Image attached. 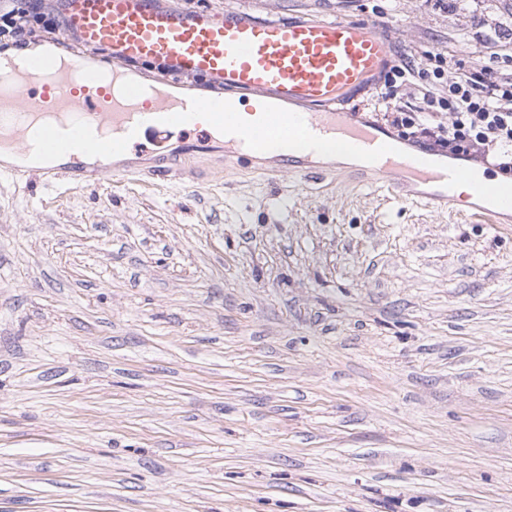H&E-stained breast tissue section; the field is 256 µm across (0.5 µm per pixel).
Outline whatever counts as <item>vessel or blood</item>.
<instances>
[{
  "instance_id": "vessel-or-blood-1",
  "label": "vessel or blood",
  "mask_w": 512,
  "mask_h": 512,
  "mask_svg": "<svg viewBox=\"0 0 512 512\" xmlns=\"http://www.w3.org/2000/svg\"><path fill=\"white\" fill-rule=\"evenodd\" d=\"M58 8L63 54L27 55L0 83V141L27 146L35 129L40 153L54 161L38 171L44 183L62 175L76 188L97 181L101 169L77 164L84 154L155 152L189 128L195 148L230 133L250 157L276 152L291 169L301 153L351 151L388 178L399 199L413 185L442 183L423 195L439 209L456 205L453 184L469 177L466 166L433 168L428 148L403 150L372 123L339 111L378 88L398 61L379 22L218 15L168 0H58ZM128 63L156 65L158 75L149 84L114 80ZM174 79L202 80L216 93L176 98L168 91ZM470 179L472 217L495 224L512 212V181Z\"/></svg>"
}]
</instances>
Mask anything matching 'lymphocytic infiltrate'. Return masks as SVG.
Here are the masks:
<instances>
[{
  "label": "lymphocytic infiltrate",
  "instance_id": "f902f5d3",
  "mask_svg": "<svg viewBox=\"0 0 512 512\" xmlns=\"http://www.w3.org/2000/svg\"><path fill=\"white\" fill-rule=\"evenodd\" d=\"M13 6L0 11V40L22 44L34 29L54 33L58 19L41 9V0H12ZM431 69L416 68L404 60L393 68L388 84L404 81L416 86L419 104L416 110L396 109L395 125L410 129L412 138L428 139L434 146L454 156L482 158L498 152L499 167L512 172V80L498 79L499 63L512 62V55L491 54L477 70L448 75V54L433 55ZM449 113L447 125L432 126L419 122L422 114Z\"/></svg>",
  "mask_w": 512,
  "mask_h": 512
}]
</instances>
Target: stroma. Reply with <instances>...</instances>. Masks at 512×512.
Returning a JSON list of instances; mask_svg holds the SVG:
<instances>
[{
    "label": "stroma",
    "instance_id": "35a3bbf8",
    "mask_svg": "<svg viewBox=\"0 0 512 512\" xmlns=\"http://www.w3.org/2000/svg\"><path fill=\"white\" fill-rule=\"evenodd\" d=\"M175 3L378 21L452 75L512 43V0ZM0 512H512V222L176 140L0 175ZM35 171L38 172L39 178L47 184L54 183L61 175H69L72 180L73 189L81 187L82 184H88L97 181L104 171L110 172L113 178H115L117 181L124 180L128 175L131 174L130 170L128 169L120 170L114 168L104 170L101 168L91 167H72L67 163L59 164L56 166L37 168Z\"/></svg>",
    "mask_w": 512,
    "mask_h": 512
}]
</instances>
